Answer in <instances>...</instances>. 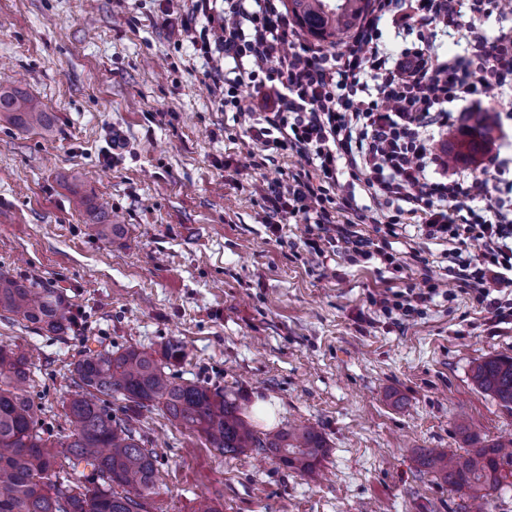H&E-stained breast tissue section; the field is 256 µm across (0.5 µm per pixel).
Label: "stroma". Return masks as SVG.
I'll return each instance as SVG.
<instances>
[{"label":"stroma","instance_id":"1","mask_svg":"<svg viewBox=\"0 0 512 512\" xmlns=\"http://www.w3.org/2000/svg\"><path fill=\"white\" fill-rule=\"evenodd\" d=\"M184 15L183 0H0V82L21 78L54 117L47 132L0 122V273L76 316L48 336L2 312L0 345L34 349L35 401L61 439L87 337L97 350L182 341L176 377L224 389L246 414L263 400L276 427L323 434L309 477L144 413L157 512H198L206 498L220 512H473L416 452H464L462 414L482 441L512 437V411L471 380L479 360L512 357V326H491L463 293L402 324L369 305L370 292L444 279L431 241L396 280L377 259L310 255L302 218H280L271 235L262 190L300 160L279 152L253 166L258 147L222 109ZM474 109L495 144L512 145V100L489 88ZM77 194L106 204L124 236L98 238Z\"/></svg>","mask_w":512,"mask_h":512}]
</instances>
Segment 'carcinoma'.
<instances>
[{"label": "carcinoma", "instance_id": "carcinoma-1", "mask_svg": "<svg viewBox=\"0 0 512 512\" xmlns=\"http://www.w3.org/2000/svg\"><path fill=\"white\" fill-rule=\"evenodd\" d=\"M371 0H288L298 25L328 48L343 43L369 11ZM0 119L19 128L47 130L52 116L43 103L19 87H0ZM481 141L461 140L448 151L455 162L486 149L490 127L477 120ZM103 239L121 237L104 209L79 200ZM0 310L49 334L71 330L74 318L65 300L47 290L0 276ZM183 357L177 342L160 349L85 347L73 363L74 391L62 401L71 426L56 440L35 403L36 381L29 359L0 346V512H154L159 454L137 427L142 411L167 418L201 434L226 454L263 452L302 475L317 472L325 454L322 433L311 425L263 435L224 391L182 381L171 367ZM474 384L505 408H512V357H488L473 370ZM121 400V415L112 401ZM426 472L474 499L498 490L512 469V440L482 444L463 454L423 451Z\"/></svg>", "mask_w": 512, "mask_h": 512}]
</instances>
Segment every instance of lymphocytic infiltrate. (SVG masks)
<instances>
[{
	"label": "lymphocytic infiltrate",
	"instance_id": "obj_1",
	"mask_svg": "<svg viewBox=\"0 0 512 512\" xmlns=\"http://www.w3.org/2000/svg\"><path fill=\"white\" fill-rule=\"evenodd\" d=\"M473 22L461 23L463 14ZM187 14L204 17L200 54L231 60L220 92L224 107L247 124L265 151H286L304 164L270 186L268 209L303 215L309 254L342 249L360 264L379 258L394 271L418 260L415 247H392L405 226L443 245L454 285L370 294L385 316L409 321L435 297L470 295L495 324H512V184L489 186L512 156L490 153L482 172L451 166L435 150L453 124L451 106L479 90L512 97V28L487 38L479 19L512 15V0H374L337 54L301 40L278 0H189ZM416 25L417 47L390 56L380 38L385 16ZM465 26V55L435 57L433 30ZM251 87L253 96L241 94ZM373 199L335 194L339 172ZM483 206H476V199ZM476 243L478 254L463 247Z\"/></svg>",
	"mask_w": 512,
	"mask_h": 512
}]
</instances>
